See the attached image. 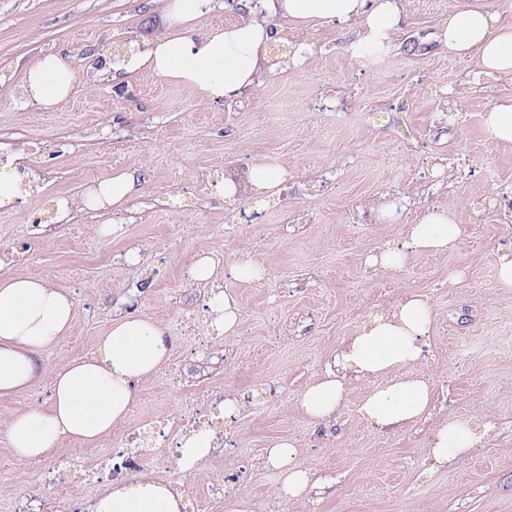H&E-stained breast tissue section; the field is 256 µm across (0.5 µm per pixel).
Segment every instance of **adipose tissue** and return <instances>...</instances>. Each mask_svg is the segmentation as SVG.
Returning a JSON list of instances; mask_svg holds the SVG:
<instances>
[{"label":"adipose tissue","mask_w":512,"mask_h":512,"mask_svg":"<svg viewBox=\"0 0 512 512\" xmlns=\"http://www.w3.org/2000/svg\"><path fill=\"white\" fill-rule=\"evenodd\" d=\"M160 31L142 50L119 64V72H150L195 90L206 104L235 102L257 83L269 62V47L284 30L302 32L327 22L354 25L356 36L346 51L351 59L383 55L400 36L401 0H245L240 19L208 29L201 20L219 6L218 0H157ZM280 25H273V18ZM438 41L459 58L477 60V76L485 81L512 80V0L495 8L488 0H463L449 9ZM27 99L43 107L64 100L77 84L75 70L59 55L48 54L26 70ZM28 155L17 151L0 165V207L24 195ZM135 172L113 174L89 189L83 205L89 209H118L141 191ZM463 229L452 210L426 212L408 225L403 245L368 257L383 268L402 267L409 251L447 254L461 244ZM75 302L67 292L38 277L0 278V394L25 389L44 374H51L47 406H35L10 418L4 431L17 458L43 459L60 441L75 439L92 444L122 423L137 395V382L150 378L171 356L168 331L161 323L128 312L113 320L98 338L97 352L72 359L47 372L43 353L69 331ZM435 312L417 294L406 295L395 311L370 319L350 337L312 384L296 399L298 409L311 421L328 422L342 406L353 378L374 384L358 405L369 425L385 429L410 425L431 415L434 397L426 380L415 375L431 332ZM484 439L476 424L454 417L440 422L433 457L447 463ZM292 441L274 442L264 464L279 473V494L290 503L320 488L322 480L294 463ZM180 486L142 473L134 481L106 487L92 512H181Z\"/></svg>","instance_id":"adipose-tissue-1"}]
</instances>
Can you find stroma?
Wrapping results in <instances>:
<instances>
[{
	"label": "stroma",
	"instance_id": "stroma-1",
	"mask_svg": "<svg viewBox=\"0 0 512 512\" xmlns=\"http://www.w3.org/2000/svg\"><path fill=\"white\" fill-rule=\"evenodd\" d=\"M453 3L403 0L396 49L368 64L345 52L350 26L286 33V42L309 44L304 66L264 79L237 102L208 105L148 73L88 81L97 57L157 32L154 0H0V158L25 149L34 183L0 209V276L42 277L73 295L75 318L44 352L48 368L95 353L124 308L162 322L172 344L169 362L137 385L125 423L98 443L65 439L33 463L0 438V512H53L51 468L88 512L90 485L130 477L105 449L118 447L142 414L186 419L187 399L199 391L250 397L224 422L248 512L277 494V473L263 458L279 439L294 441L299 466L333 481L280 512H512V289L498 287L494 274L497 256L512 252V221L497 207L512 195V147L489 142L482 124L512 97V82L474 84V63L437 42ZM48 54L80 61L83 75L46 110L25 104L24 72ZM258 157L287 170L278 194L261 202L242 194L231 204L216 196L227 170ZM133 169L143 189L124 209L58 213L59 200ZM385 198L397 206L395 221L374 211ZM448 207L464 228L457 251L412 253L398 269L367 264L385 243H402L417 215ZM106 223L120 232L98 236L96 225ZM131 250L138 262L126 261ZM244 254L261 263L262 280L233 276ZM202 255L238 300L233 332L214 324L209 287L187 275ZM410 293L427 297L436 315L414 366L433 387V415L374 428L357 412L370 384L354 380L332 422L308 420L298 394L347 337ZM451 416L492 430L438 466L434 430ZM153 455V474L180 479L190 496L206 491L222 462L204 458L182 478L169 449ZM431 467L435 475L424 478Z\"/></svg>",
	"mask_w": 512,
	"mask_h": 512
}]
</instances>
